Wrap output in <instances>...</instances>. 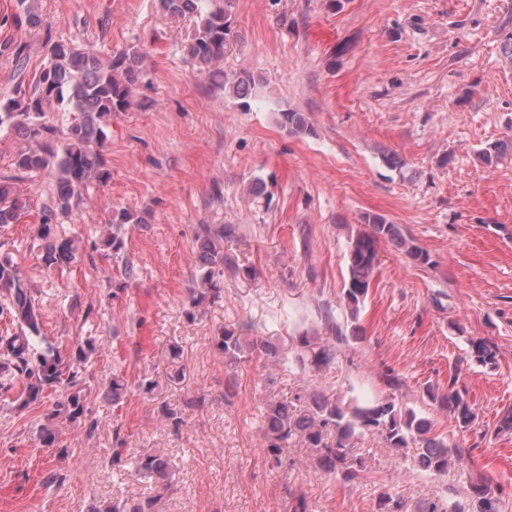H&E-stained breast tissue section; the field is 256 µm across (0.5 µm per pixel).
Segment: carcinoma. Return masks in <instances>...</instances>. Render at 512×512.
Segmentation results:
<instances>
[{
  "label": "carcinoma",
  "mask_w": 512,
  "mask_h": 512,
  "mask_svg": "<svg viewBox=\"0 0 512 512\" xmlns=\"http://www.w3.org/2000/svg\"><path fill=\"white\" fill-rule=\"evenodd\" d=\"M25 4L23 16L16 22L36 27L40 16L33 5ZM162 10L171 15H195L199 19L198 36L189 45V55L200 64H210L224 56L237 38L228 6L217 0H159ZM48 61L35 73L29 85L19 84L14 95L0 102V131H10L28 143V148L15 155L14 167L21 174L49 171L54 174L56 195L53 205L43 209L35 233L40 241L41 261L45 268L69 266L82 258L85 245L58 228L59 217L74 214L82 194L91 186L103 185L111 177L103 158L105 128L114 112H126L134 102V89L143 76L142 55L131 48L102 59L93 53L71 48L63 43L50 44ZM256 82L243 71L224 78V93L246 100L251 98ZM68 112L69 126L64 143L53 142L57 129L46 118L53 105ZM280 127L291 135L313 133L300 112L278 113ZM512 152V134L505 135L479 152L480 159L490 164ZM27 201L17 177L0 178V227L15 224L26 210ZM366 229L351 237L347 250L348 277L343 286V300L351 319L358 318L378 267V250L385 242L407 255L412 261L429 263L413 238L400 227L378 214L362 216ZM148 219L121 209L112 214V231L105 233L90 249L100 247L117 253L124 248L121 236L125 224H146ZM234 234L227 226L200 224L194 238L196 270L189 288L192 302L211 294L219 296L218 282L224 270L236 271L232 260L224 255V237ZM0 291L8 294V302L0 304V315H8L14 325L12 333L0 336V391L8 392L20 384L15 398L19 409L39 404L54 395L51 406L36 424V440L42 448L58 445V425L68 422L85 424L87 431L97 428V421L87 419L88 385L83 377L90 360L101 353L105 344L94 337L76 343L58 344L42 334L41 315L29 288L23 283L17 263L0 256ZM240 329H226L218 345L224 351V365L233 369L258 352L276 358L277 349L266 341L251 338ZM468 356L480 365H493L497 360L495 345L483 338L469 340ZM335 340L312 343L299 339L295 351L301 367L318 375L336 364ZM457 380L448 382V391L428 392L430 401L448 411L458 429L466 431L475 421L476 412L466 395L456 388ZM335 432V439L328 433ZM364 432L381 436L391 448L413 449L412 467L433 474L448 471L460 449L455 443L436 434L429 418L412 408L399 406L390 398H380L358 405L323 393L305 395V406L298 409L285 402L270 401L265 407L264 440L267 457L273 467L282 465L281 455L288 441L301 437L310 450L308 462L327 477L350 484L362 477L363 458L353 454L355 436ZM137 470L153 484V493L139 499L116 500L94 506V512H159L161 501L172 491L169 461L160 454L144 453L135 460ZM499 489L486 477L471 484V504L454 502L448 512H500ZM379 512H405L404 503L385 490L379 494Z\"/></svg>",
  "instance_id": "1"
}]
</instances>
